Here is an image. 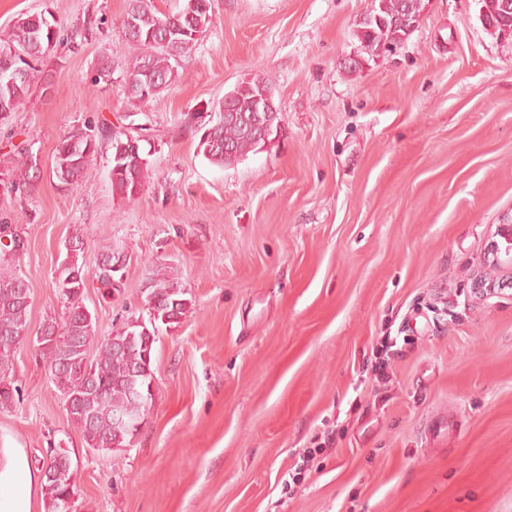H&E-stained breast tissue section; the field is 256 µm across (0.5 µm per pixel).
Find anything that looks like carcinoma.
<instances>
[{
    "instance_id": "obj_1",
    "label": "carcinoma",
    "mask_w": 512,
    "mask_h": 512,
    "mask_svg": "<svg viewBox=\"0 0 512 512\" xmlns=\"http://www.w3.org/2000/svg\"><path fill=\"white\" fill-rule=\"evenodd\" d=\"M484 20L488 27L501 32V27L512 28V0H482ZM423 10V0H371V9L360 23L357 37L364 49L392 50L409 34ZM133 21L135 31L124 34L123 42L130 54L128 76L141 80L148 89V99L157 97L163 89L179 77L178 59L186 53L183 44L193 40V34L206 32L212 23L211 0H197L196 7L189 4L174 14L158 13L152 0H128L122 22L127 28ZM58 22L42 14L21 17L10 35L0 42V98L22 102L31 85L9 83L10 72L21 65L33 72L43 62L59 39ZM271 88L270 81L255 78L236 89L234 105L241 119L226 121L211 115L192 116L199 125V140L203 155L213 164H231L252 151L257 141L248 135L246 126L252 119L254 98ZM126 134L114 133L112 128L100 125L77 127L65 136L53 157V173L66 188L77 186L86 174L90 157L101 144L111 152L108 177L112 193L127 201H134L150 181L153 168L148 155L138 150L145 159L142 164L132 163ZM80 238L70 243L72 255L58 267L56 288L67 309L63 326L48 323L42 332L55 333L65 339V347L41 350L49 365L52 381L64 400L74 399L76 405L67 412L69 421L82 434L89 448L110 452L125 448L137 432L136 423L144 422L152 403L151 352L156 329L137 320L126 322L116 330L98 335L90 312L84 310L83 297L88 282H97L100 289L112 293L121 287L112 274L118 263L107 248L93 270L78 263ZM26 283L16 276L0 275V334H9L28 327L29 304L18 294ZM150 300L153 301L152 319L176 322L191 305L187 291L173 277L150 279ZM12 351L0 352V408L7 409L20 397L21 388L15 384L12 370ZM94 406L95 417L87 420L81 406ZM124 411L126 419L119 420L115 413ZM47 512H59L58 504L75 492L74 485L65 476L42 478Z\"/></svg>"
}]
</instances>
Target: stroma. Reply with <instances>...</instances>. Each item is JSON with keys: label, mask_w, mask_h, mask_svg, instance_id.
Instances as JSON below:
<instances>
[{"label": "stroma", "mask_w": 512, "mask_h": 512, "mask_svg": "<svg viewBox=\"0 0 512 512\" xmlns=\"http://www.w3.org/2000/svg\"><path fill=\"white\" fill-rule=\"evenodd\" d=\"M182 76L127 98V0H0V34L49 12L60 43L11 117L40 176L0 193L25 241L0 274L30 292L13 357L19 401L0 409V474L22 469L45 512L41 467H75L77 512H512V40L481 0H424L395 50L356 30L371 0H211ZM361 59L360 68L349 66ZM110 82L94 84L101 60ZM269 79L280 130L224 167L191 121L243 82ZM98 121L147 127L153 178L128 202L97 153L77 188L51 175L59 140ZM103 248L121 286H88L99 331L149 321L145 281L177 277L192 300L159 325L153 403L130 446L89 448L32 338L63 325L54 286L66 246ZM401 351L373 369L384 338Z\"/></svg>", "instance_id": "stroma-1"}]
</instances>
